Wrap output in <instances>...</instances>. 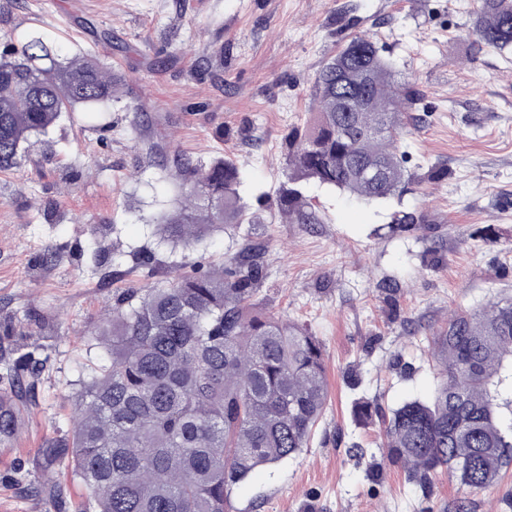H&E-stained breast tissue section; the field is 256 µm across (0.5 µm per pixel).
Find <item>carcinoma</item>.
<instances>
[{
    "label": "carcinoma",
    "instance_id": "cac0c4a2",
    "mask_svg": "<svg viewBox=\"0 0 512 512\" xmlns=\"http://www.w3.org/2000/svg\"><path fill=\"white\" fill-rule=\"evenodd\" d=\"M479 42L512 52V0H481ZM124 76L98 58L70 61L36 35L17 47L0 40V170L18 169L31 138L66 112L118 98ZM318 112L288 135V184L278 196L289 224H319L297 185L314 180L359 198L400 196L396 154L402 112L415 101L394 85L367 36L353 37L315 74ZM380 178L370 181L365 169ZM186 203L158 220L165 236L200 243L216 229L253 223L241 202L238 168L176 160ZM425 216L402 210L393 232ZM264 252L245 238L223 268L195 272L117 295L95 336L100 359L77 380L79 419L46 442L35 465L70 469L84 512H226L229 494L252 472L307 446L328 399L320 342L303 326L265 312L256 299ZM441 381L427 402L404 403L383 418L387 454L413 481L446 470L471 491L494 487L512 464V299L453 312L432 339ZM10 390H0V447L17 436L31 379L42 362L0 336Z\"/></svg>",
    "mask_w": 512,
    "mask_h": 512
}]
</instances>
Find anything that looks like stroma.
I'll use <instances>...</instances> for the list:
<instances>
[{
    "label": "stroma",
    "instance_id": "obj_1",
    "mask_svg": "<svg viewBox=\"0 0 512 512\" xmlns=\"http://www.w3.org/2000/svg\"><path fill=\"white\" fill-rule=\"evenodd\" d=\"M478 0H0V38L36 34L92 53L125 77L121 102L63 115L0 172V324L36 322L43 361L21 433L0 448V512H78L66 472L38 448L75 423V382L112 299L235 252L266 247L259 299L324 350L329 401L307 447L233 489L227 512H512V467L491 490L447 472L430 489L386 456L382 415L440 382L430 341L450 313L512 298V55L473 33ZM109 33L96 42L92 30ZM369 37L418 101L403 115L401 198L364 202L309 182L316 224L274 220L288 135L315 109V72L351 36ZM141 111H132L133 103ZM230 159L254 217L203 245L164 241L156 219L178 196L173 155ZM447 169L441 181L429 168ZM425 229L388 234L395 211ZM152 251L153 264L132 255ZM61 485L44 505L34 487Z\"/></svg>",
    "mask_w": 512,
    "mask_h": 512
}]
</instances>
